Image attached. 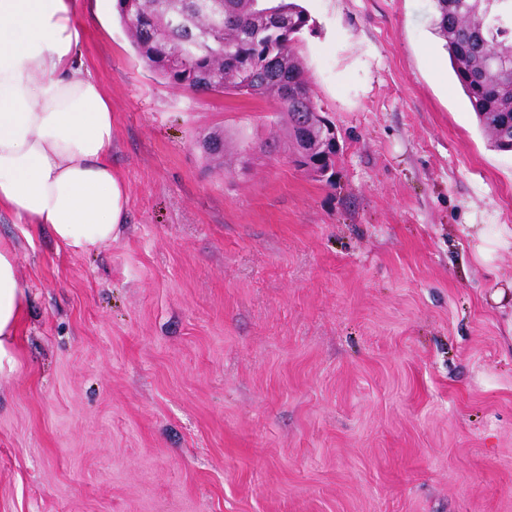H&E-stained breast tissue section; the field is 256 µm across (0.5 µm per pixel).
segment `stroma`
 Masks as SVG:
<instances>
[{"mask_svg":"<svg viewBox=\"0 0 512 512\" xmlns=\"http://www.w3.org/2000/svg\"><path fill=\"white\" fill-rule=\"evenodd\" d=\"M332 182L245 95L152 74L117 14L79 45L128 196L74 254L0 215L30 303L0 379V512H512V153L434 0H301ZM224 135L228 165L201 139ZM481 225L483 226L477 231L478 243L475 246L476 254L479 259L485 262H489L494 259V255L498 249H512V230L508 231V236L490 235L489 230L499 224H471L468 226L474 227Z\"/></svg>","mask_w":512,"mask_h":512,"instance_id":"35a3bbf8","label":"stroma"}]
</instances>
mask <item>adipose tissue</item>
<instances>
[{"instance_id": "ef3b65f1", "label": "adipose tissue", "mask_w": 512, "mask_h": 512, "mask_svg": "<svg viewBox=\"0 0 512 512\" xmlns=\"http://www.w3.org/2000/svg\"><path fill=\"white\" fill-rule=\"evenodd\" d=\"M80 15L79 0H0V211L88 253L125 223L128 195L112 168V100L77 54ZM28 303L0 244V378L16 369Z\"/></svg>"}]
</instances>
